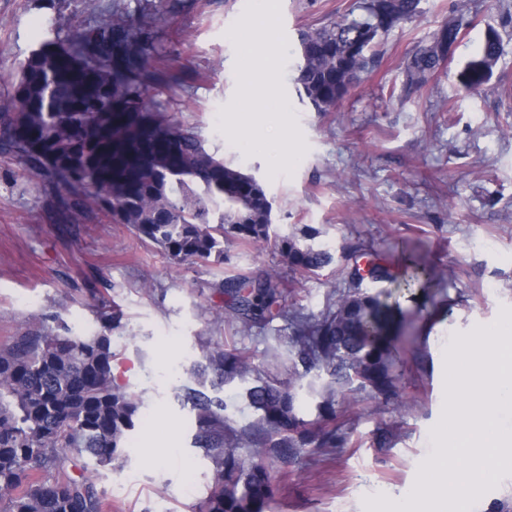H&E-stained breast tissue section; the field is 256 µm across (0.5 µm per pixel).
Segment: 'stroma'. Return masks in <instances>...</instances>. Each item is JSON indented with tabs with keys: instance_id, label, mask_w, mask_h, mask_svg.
I'll return each instance as SVG.
<instances>
[{
	"instance_id": "1",
	"label": "stroma",
	"mask_w": 512,
	"mask_h": 512,
	"mask_svg": "<svg viewBox=\"0 0 512 512\" xmlns=\"http://www.w3.org/2000/svg\"><path fill=\"white\" fill-rule=\"evenodd\" d=\"M113 0H0V95L11 92L30 52L49 35L66 37L98 19ZM155 27L189 90L168 102L226 163L256 176L285 234L319 230L334 254L314 274H293L267 246L224 242V262H173L110 215L80 224L58 218L48 179L29 181L0 157V343L39 319L61 317L74 335L97 330L103 307L118 305L112 334L115 381L141 402V422L124 455L90 477L111 512H193L214 478L192 444L194 418L180 396L201 347L223 341L217 318L230 275L284 273L288 302L320 313L347 288L360 255L384 252L401 271L417 258L445 270L434 287L364 280L362 291L398 301L413 341L396 398L367 396L336 405L333 425L346 437L326 457L302 458L277 474L266 512H395L413 497L434 451L433 430L448 413L452 339L512 318V0H421L422 14L384 40L380 67L329 112L314 111L296 91L301 32L346 14L353 0H273L265 29L247 22L258 0H174ZM471 26L448 62L404 96L402 62L457 7ZM500 25L503 53L486 90L467 94L457 72ZM273 66L271 90L251 73ZM283 318L237 342L255 363L267 348L292 349ZM466 512H512V462L480 484Z\"/></svg>"
}]
</instances>
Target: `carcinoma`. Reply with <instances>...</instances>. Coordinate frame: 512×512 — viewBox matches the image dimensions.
<instances>
[{"label":"carcinoma","instance_id":"cac0c4a2","mask_svg":"<svg viewBox=\"0 0 512 512\" xmlns=\"http://www.w3.org/2000/svg\"><path fill=\"white\" fill-rule=\"evenodd\" d=\"M421 0H356L342 17L303 32L296 62L297 93L316 112H329L376 69L380 46L394 28L415 21ZM164 0L135 17L116 5L102 21L66 39L45 41L22 63L11 94L0 97V154L28 177L54 185L63 222L88 220L98 211L132 226L144 241L177 262H224V238L263 244L288 259L294 273H316L333 262L319 231L308 243L278 234L270 223L261 181L224 162L193 127L172 117L153 97L181 86L174 62L149 42L164 18ZM459 9L428 44L403 61V91L411 95L438 71L445 42L469 27ZM502 51L496 26L486 27L481 51L457 73L466 92L492 80ZM389 261H369L374 279H393ZM443 272L423 266L405 286L438 282ZM284 277L225 278L220 318L241 332L284 318L293 352L284 380L253 362L234 342L202 346L203 361L185 400L194 412L195 447L211 460L214 479L197 512H264L276 473L303 456L327 454L345 443L331 420L336 395L395 393L403 323L391 307L358 288L331 295L319 314L284 304ZM120 313L99 315L90 336H71L64 324L44 321L0 346V512H106L105 491L87 475L64 471L70 454L98 465L123 451L139 419L140 401L115 384L112 330ZM316 369L329 381L313 418L304 417L298 383ZM214 376L208 380V376ZM244 385L255 419L240 425L229 405L203 387Z\"/></svg>","mask_w":512,"mask_h":512}]
</instances>
